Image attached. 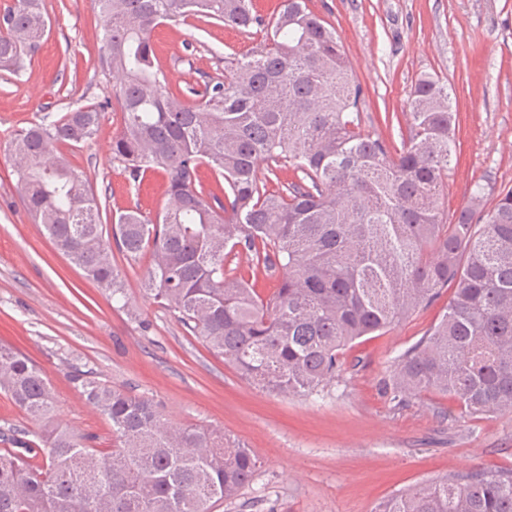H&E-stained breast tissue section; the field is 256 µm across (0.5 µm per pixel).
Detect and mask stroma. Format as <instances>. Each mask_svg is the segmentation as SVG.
<instances>
[{
	"label": "stroma",
	"mask_w": 512,
	"mask_h": 512,
	"mask_svg": "<svg viewBox=\"0 0 512 512\" xmlns=\"http://www.w3.org/2000/svg\"><path fill=\"white\" fill-rule=\"evenodd\" d=\"M51 30L18 76L0 73V343L31 357L53 387L55 418L98 448L112 445L106 418L72 376L84 373L152 399L174 426L223 430L259 459L252 482L214 512H373L397 490L453 473L512 468V414L463 418L434 392L399 404L389 390L394 359L441 316L452 289L388 331L347 347L339 377L309 396L262 390L186 335L127 270V302L111 298L53 246L20 197L7 142L14 130L51 122L112 95L102 68L101 20L91 0H42ZM339 31L353 76L369 99L366 130L399 141L417 77L446 79L458 112V161L443 200L468 206L470 189L512 186V0H310ZM254 38L195 17L159 27L154 50L170 87L223 73L224 57ZM122 114L109 106L92 141L63 147L100 199L101 220L132 206L157 212L162 171L130 185L112 160Z\"/></svg>",
	"instance_id": "stroma-1"
}]
</instances>
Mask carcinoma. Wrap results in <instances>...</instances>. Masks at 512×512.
Listing matches in <instances>:
<instances>
[{"label":"carcinoma","mask_w":512,"mask_h":512,"mask_svg":"<svg viewBox=\"0 0 512 512\" xmlns=\"http://www.w3.org/2000/svg\"><path fill=\"white\" fill-rule=\"evenodd\" d=\"M102 20L103 69L123 125L112 160L138 183L160 169L159 211L130 207L103 232L98 196L60 147L100 132L105 105L33 123L8 142L25 207L72 264L126 298L127 265L150 255L141 290L185 332L271 392L308 395L342 371V351L383 333L454 286L439 321L390 370L393 399L427 391L461 415L512 413V188L485 208L439 204L457 155L458 113L448 82L412 85L407 133L396 146L362 130L367 99L336 27L307 0L266 17L253 0H92ZM191 15L258 43L224 57V76L201 89L169 86L153 33ZM42 0L0 11V71L20 74L50 32ZM207 166L218 191L198 178ZM264 168V178L258 177ZM288 168L294 179L283 182ZM278 275L263 296L231 265ZM108 420L114 445L54 423L52 384L28 357L0 345V389L38 425L36 440L0 448V512H212L249 485L251 449L224 432L172 427L154 402L76 375ZM375 512H512V469L450 474L399 491Z\"/></svg>","instance_id":"carcinoma-1"}]
</instances>
